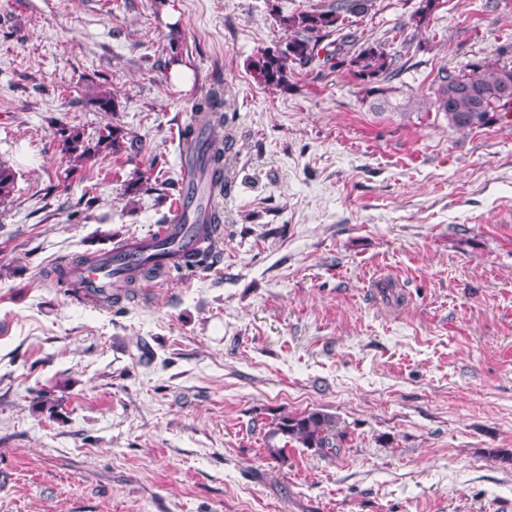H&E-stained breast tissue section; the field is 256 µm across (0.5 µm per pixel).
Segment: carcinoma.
<instances>
[{"label": "carcinoma", "mask_w": 512, "mask_h": 512, "mask_svg": "<svg viewBox=\"0 0 512 512\" xmlns=\"http://www.w3.org/2000/svg\"><path fill=\"white\" fill-rule=\"evenodd\" d=\"M377 0H331L330 3L297 9L285 13L272 8L276 22L288 32L284 48L263 50L249 62L254 78L268 87L286 90L290 87L293 66L311 71L348 67L363 85L364 98L379 112L385 110L407 112H433L443 117L448 128L459 132L472 131L492 123L511 124L512 118L488 109L490 100L500 90L512 88V43L497 48L492 59L483 58L467 64L461 70L441 68L424 99L405 98L395 101L399 87L393 81L406 70L402 55L386 51L380 43H371L356 30H351L349 19L364 17L376 7ZM442 0H419L417 8L403 23L399 31L406 34L405 47H421L419 36L428 29ZM224 87H212L195 104L194 116L209 127L204 140L195 141L192 169L197 174L192 187L200 199L224 191L226 182V153L233 146L230 140H217L218 130L224 128ZM123 149L122 136L112 128L100 134L95 144L83 141L81 133L70 132L62 136L61 152L78 165L86 164L105 151L117 154ZM16 171L0 162V203L8 201L15 190ZM194 223L210 237L218 233L221 215L206 210L203 204L196 208ZM161 272L155 263L143 264L135 273L104 297L106 304H117L137 279L152 277ZM342 432L337 428L336 416L322 410L300 415H281L275 419L270 437H282L285 442H297L321 456L333 454L339 447Z\"/></svg>", "instance_id": "carcinoma-1"}]
</instances>
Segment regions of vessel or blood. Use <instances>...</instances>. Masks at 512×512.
<instances>
[{
	"instance_id": "obj_1",
	"label": "vessel or blood",
	"mask_w": 512,
	"mask_h": 512,
	"mask_svg": "<svg viewBox=\"0 0 512 512\" xmlns=\"http://www.w3.org/2000/svg\"><path fill=\"white\" fill-rule=\"evenodd\" d=\"M191 210L178 206L173 213L171 223L160 226L155 237L133 238L117 249L104 252L99 261L93 264L70 263L64 266L63 279L72 289L73 297L78 301H91L109 292L117 272L122 267L142 258L161 263L170 270L178 269V258L190 254L189 266L195 270H204L214 264L215 250L210 241L197 236L189 219ZM168 239L166 252L156 251L154 238Z\"/></svg>"
}]
</instances>
